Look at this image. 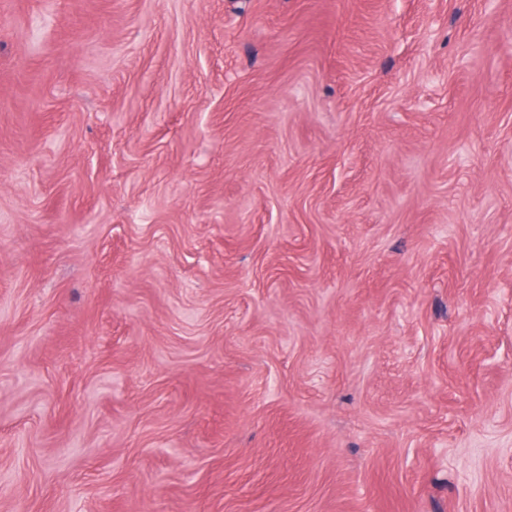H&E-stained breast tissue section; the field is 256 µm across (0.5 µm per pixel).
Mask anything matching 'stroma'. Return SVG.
I'll list each match as a JSON object with an SVG mask.
<instances>
[{
  "instance_id": "35a3bbf8",
  "label": "stroma",
  "mask_w": 512,
  "mask_h": 512,
  "mask_svg": "<svg viewBox=\"0 0 512 512\" xmlns=\"http://www.w3.org/2000/svg\"><path fill=\"white\" fill-rule=\"evenodd\" d=\"M0 512H512V0H0Z\"/></svg>"
}]
</instances>
